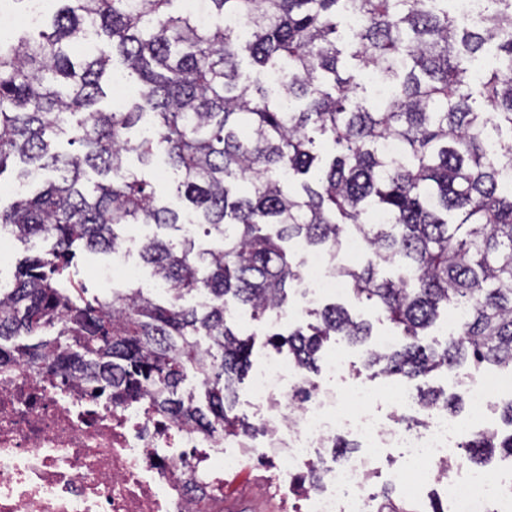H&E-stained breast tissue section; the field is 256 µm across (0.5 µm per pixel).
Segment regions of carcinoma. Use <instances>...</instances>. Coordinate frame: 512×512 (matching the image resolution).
<instances>
[{
  "mask_svg": "<svg viewBox=\"0 0 512 512\" xmlns=\"http://www.w3.org/2000/svg\"><path fill=\"white\" fill-rule=\"evenodd\" d=\"M57 2L37 34L24 26L0 34V175L15 160L20 182L33 168L49 174L0 204V227L14 239L49 243L0 290V366L41 360L47 342H6L52 331L54 371L78 366L101 395L147 396L171 419L252 438L258 428L233 408L255 341L228 318L241 307L255 318L286 312L302 262L285 244L302 238L334 252L357 234L374 259L336 271L402 337L389 350L368 349V367L404 379L425 406L453 412L462 398L423 387L434 373L466 366L474 375L485 364L512 371V186L502 180L512 167V73L470 67L489 44L512 65V0H489L479 25L448 11V0H205L223 19L247 20L245 40L172 11L175 0ZM350 9L361 16L351 57L390 89L372 107L341 63L336 18ZM89 33L109 41L112 55L94 53L83 42ZM113 57L135 91L129 105L106 112L97 105ZM244 57L252 77L241 71ZM270 72L282 74L273 88L262 79ZM317 134L331 137V157L315 150ZM61 136L78 149L56 150ZM391 141L399 153L388 152ZM157 143L178 208L146 178ZM133 155L138 170L127 164ZM190 223L211 247L187 231L141 246L169 285L164 303L133 284L88 299L67 276L76 247L108 252L128 224L183 231ZM385 266L402 274L383 277ZM192 291L208 303L180 304ZM450 307L466 309L459 331L440 350L422 344ZM312 313L318 324L269 340L308 372L330 337L371 335L370 323L340 303ZM190 371L204 405L180 394ZM462 447L473 464L498 449L512 457V432L489 428Z\"/></svg>",
  "mask_w": 512,
  "mask_h": 512,
  "instance_id": "carcinoma-1",
  "label": "carcinoma"
}]
</instances>
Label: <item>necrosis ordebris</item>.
<instances>
[{
    "instance_id": "1",
    "label": "necrosis or debris",
    "mask_w": 512,
    "mask_h": 512,
    "mask_svg": "<svg viewBox=\"0 0 512 512\" xmlns=\"http://www.w3.org/2000/svg\"><path fill=\"white\" fill-rule=\"evenodd\" d=\"M305 269L306 303L345 294L332 258L296 243ZM471 418L461 424L439 409L412 426L382 418L371 407V385L322 388L285 354L253 374L248 402L266 428L264 441L234 446L158 414L149 401L115 404L88 395L76 377L54 376L45 365L0 367V512H224V476L243 456L273 465L295 512H372L369 486L387 449H402L403 471L391 474L411 499L441 486L448 512H512V462L490 476L466 462L463 437L484 428L512 372L462 379ZM363 449L345 463H327L336 436ZM318 468V487L300 477Z\"/></svg>"
}]
</instances>
